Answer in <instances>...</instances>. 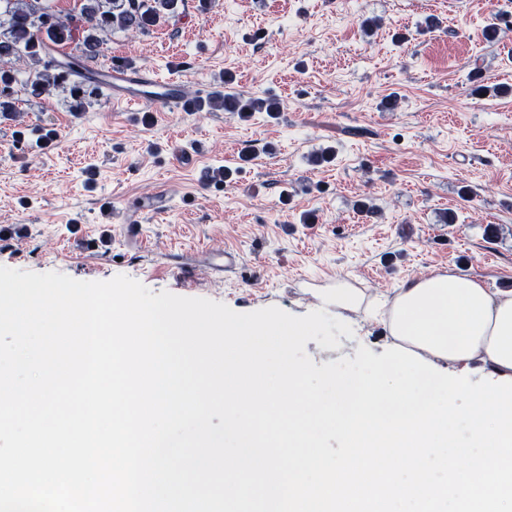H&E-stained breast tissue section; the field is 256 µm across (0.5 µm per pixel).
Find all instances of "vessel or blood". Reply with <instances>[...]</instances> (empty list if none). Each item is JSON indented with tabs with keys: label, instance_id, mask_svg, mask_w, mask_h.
<instances>
[{
	"label": "vessel or blood",
	"instance_id": "b4317fda",
	"mask_svg": "<svg viewBox=\"0 0 512 512\" xmlns=\"http://www.w3.org/2000/svg\"><path fill=\"white\" fill-rule=\"evenodd\" d=\"M100 78L113 106L149 107L157 112H184L189 108L180 76H163L148 67L115 62L101 69Z\"/></svg>",
	"mask_w": 512,
	"mask_h": 512
}]
</instances>
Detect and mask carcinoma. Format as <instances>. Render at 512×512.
I'll list each match as a JSON object with an SVG mask.
<instances>
[{
    "label": "carcinoma",
    "instance_id": "carcinoma-1",
    "mask_svg": "<svg viewBox=\"0 0 512 512\" xmlns=\"http://www.w3.org/2000/svg\"><path fill=\"white\" fill-rule=\"evenodd\" d=\"M179 0H81L77 16L57 14L46 0H0V118L18 110L19 102L54 91L73 102L72 111L102 95V86L83 73L82 61L101 55L102 35L114 30L147 32L178 10ZM76 44V54L56 65L47 60L54 47ZM232 112H276L272 99L228 96Z\"/></svg>",
    "mask_w": 512,
    "mask_h": 512
}]
</instances>
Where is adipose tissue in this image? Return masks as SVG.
<instances>
[{
	"mask_svg": "<svg viewBox=\"0 0 512 512\" xmlns=\"http://www.w3.org/2000/svg\"><path fill=\"white\" fill-rule=\"evenodd\" d=\"M388 328L402 347L453 368L479 363L512 377V292L452 273L419 278L399 288Z\"/></svg>",
	"mask_w": 512,
	"mask_h": 512,
	"instance_id": "obj_1",
	"label": "adipose tissue"
}]
</instances>
